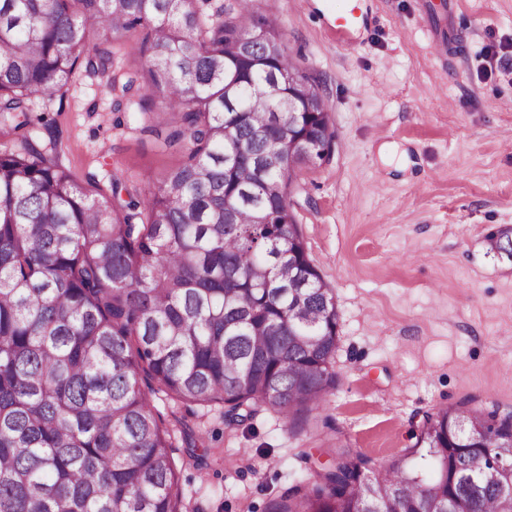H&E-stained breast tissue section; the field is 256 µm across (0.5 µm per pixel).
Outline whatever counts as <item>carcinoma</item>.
<instances>
[{
  "mask_svg": "<svg viewBox=\"0 0 512 512\" xmlns=\"http://www.w3.org/2000/svg\"><path fill=\"white\" fill-rule=\"evenodd\" d=\"M263 33L282 29L252 0H0V113L23 117L0 152V512H183L153 396L233 425L336 387V297L287 202L335 134L321 95L280 112L299 64ZM121 50L140 64L118 74ZM81 68L181 152L147 191L115 179L91 198L31 139V98ZM290 120L304 149L288 163ZM487 243L512 260L508 236ZM410 439L382 468L337 454L268 512H512V488L485 479L512 453L511 415L448 406Z\"/></svg>",
  "mask_w": 512,
  "mask_h": 512,
  "instance_id": "carcinoma-1",
  "label": "carcinoma"
}]
</instances>
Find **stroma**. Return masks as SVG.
<instances>
[{
	"mask_svg": "<svg viewBox=\"0 0 512 512\" xmlns=\"http://www.w3.org/2000/svg\"><path fill=\"white\" fill-rule=\"evenodd\" d=\"M358 6L352 39L336 16ZM321 79L335 146L293 195L310 260L336 294V387L295 421L224 423L220 406L154 403L174 434L188 512H267L303 467L347 451L403 454L432 409L512 413V261L486 237L512 226V0H255ZM37 146L92 195L181 156L115 114L77 73L30 104Z\"/></svg>",
	"mask_w": 512,
	"mask_h": 512,
	"instance_id": "1",
	"label": "stroma"
}]
</instances>
